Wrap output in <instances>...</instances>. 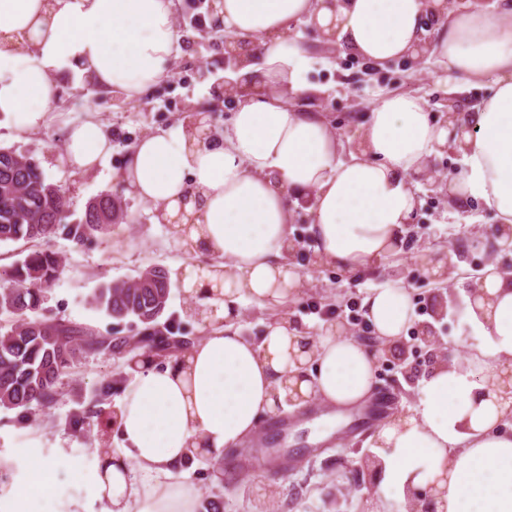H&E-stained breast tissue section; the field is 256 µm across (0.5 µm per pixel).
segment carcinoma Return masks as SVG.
<instances>
[{
    "mask_svg": "<svg viewBox=\"0 0 512 512\" xmlns=\"http://www.w3.org/2000/svg\"><path fill=\"white\" fill-rule=\"evenodd\" d=\"M117 199L101 193L87 203L82 217L67 224L70 207L66 190L49 181L34 155L0 147V243L22 242L29 253L5 271L9 285L0 287V409L16 411L22 423L35 412L61 401L62 380L91 353L147 351L159 356L167 347L158 339L173 340L182 348L173 326L161 321L171 294L168 270L150 266L140 270L135 285L113 281L101 285L90 304L121 324L141 325L140 345L124 351V340L112 331L95 329L43 313L46 292L63 272L50 243L64 237L77 244L109 235L121 220Z\"/></svg>",
    "mask_w": 512,
    "mask_h": 512,
    "instance_id": "1",
    "label": "carcinoma"
}]
</instances>
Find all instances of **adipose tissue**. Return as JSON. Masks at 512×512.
<instances>
[{
    "mask_svg": "<svg viewBox=\"0 0 512 512\" xmlns=\"http://www.w3.org/2000/svg\"><path fill=\"white\" fill-rule=\"evenodd\" d=\"M175 8L176 0H0V112L17 133L45 127L51 72L80 65L102 91L139 98L168 73ZM428 8L427 0H218L215 22L259 42V62H243L229 77L252 93L237 96L222 134L205 138L189 124L143 137L122 178L158 205L159 221L180 220L190 251L219 259L223 286L208 304L222 324L165 363H139L119 405L121 445L98 458L101 512H199L186 462L220 458L254 436L289 390L341 408L370 394L375 361L354 338L328 333L305 352L287 320L270 322L256 340L237 326L241 297L264 306L295 286L285 262L290 196L313 194L310 247L324 265L353 273L400 250L417 215L412 176L447 149L463 159L448 178L451 198L482 201L512 227V6L493 15L473 2L436 19ZM302 19L342 52L376 64L414 55L425 21H433L432 51L458 76H495L492 93L444 125L424 97L384 96L355 153L341 159L342 142L323 116L267 93L309 89L306 52L291 32ZM111 150L96 118L67 131L64 151L75 169H91ZM482 287L484 297L467 308L488 338L480 354L430 368L415 411L373 436L385 451L381 512H405L407 493L424 488L437 491L438 512H512V403L491 388L499 369L512 365V278L491 266ZM361 305L386 343L402 339L414 320L410 292L397 282L370 291ZM60 464L34 458L13 501L32 506Z\"/></svg>",
    "mask_w": 512,
    "mask_h": 512,
    "instance_id": "adipose-tissue-1",
    "label": "adipose tissue"
}]
</instances>
